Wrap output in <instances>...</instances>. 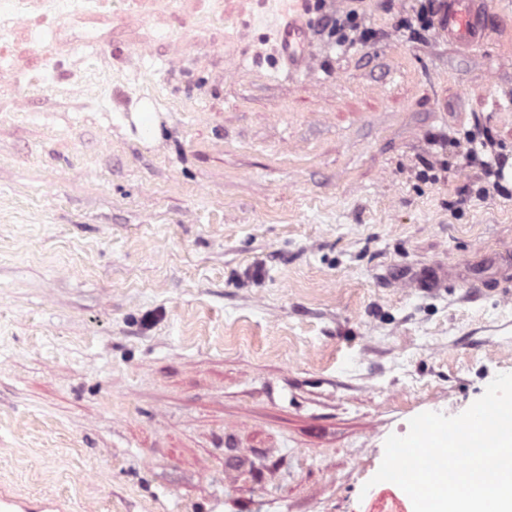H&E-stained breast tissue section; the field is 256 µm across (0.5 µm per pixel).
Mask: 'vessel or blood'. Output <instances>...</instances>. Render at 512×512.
<instances>
[{"mask_svg": "<svg viewBox=\"0 0 512 512\" xmlns=\"http://www.w3.org/2000/svg\"><path fill=\"white\" fill-rule=\"evenodd\" d=\"M433 29L436 36L446 39L457 50L469 51L482 46L490 31L486 0H439ZM304 31L303 22L292 18L281 34V56L293 71L308 62L302 45ZM44 36L63 53L70 52L79 42L96 51L109 50L112 13L88 5L77 12L57 14Z\"/></svg>", "mask_w": 512, "mask_h": 512, "instance_id": "obj_1", "label": "vessel or blood"}]
</instances>
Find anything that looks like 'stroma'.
<instances>
[{"label": "stroma", "instance_id": "35a3bbf8", "mask_svg": "<svg viewBox=\"0 0 512 512\" xmlns=\"http://www.w3.org/2000/svg\"><path fill=\"white\" fill-rule=\"evenodd\" d=\"M411 7L112 0L111 52L0 73L1 491L370 512L389 435L512 373V0L469 54ZM353 8L367 42L322 27ZM305 31L304 23L299 18L288 19V26L282 30L280 40L281 57L288 69L300 70L308 62L305 54L302 37Z\"/></svg>", "mask_w": 512, "mask_h": 512}]
</instances>
